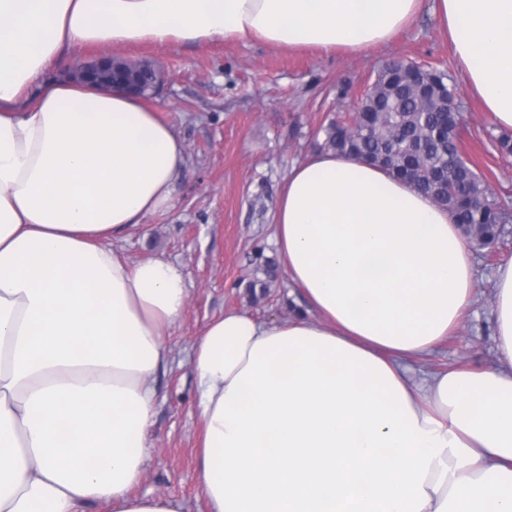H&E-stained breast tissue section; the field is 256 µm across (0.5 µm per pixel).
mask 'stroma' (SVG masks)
<instances>
[{
    "label": "stroma",
    "instance_id": "35a3bbf8",
    "mask_svg": "<svg viewBox=\"0 0 512 512\" xmlns=\"http://www.w3.org/2000/svg\"><path fill=\"white\" fill-rule=\"evenodd\" d=\"M124 54L162 74L146 104L174 126L188 157L173 208L112 241L129 264L161 258L179 265L189 288L186 310L166 338L169 359L155 374L151 450L133 490L170 494L184 502L185 512H207L198 481L200 421L191 355L206 324L225 311L269 324L302 312L301 294L292 290L273 244L271 217L289 167L316 149L317 130L358 102L386 63L428 61L449 69L468 128L465 151L502 195L512 194V155L494 147L498 130L427 2L409 26L363 54L276 48L255 39L141 45ZM495 252L496 261L512 258V235L502 236ZM472 259L477 300L462 327L415 364L416 377L493 361L496 261L480 250ZM267 261L275 278L263 292L253 282Z\"/></svg>",
    "mask_w": 512,
    "mask_h": 512
}]
</instances>
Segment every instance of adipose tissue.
<instances>
[{"label": "adipose tissue", "mask_w": 512, "mask_h": 512, "mask_svg": "<svg viewBox=\"0 0 512 512\" xmlns=\"http://www.w3.org/2000/svg\"><path fill=\"white\" fill-rule=\"evenodd\" d=\"M422 0H0V512H184L133 494L183 271L119 234L168 211L174 127L63 53L256 39L355 54ZM493 124L512 130V0H433ZM273 243L313 318L212 320L191 366L209 512H512V258L496 362L416 379L474 302L470 248L411 183L327 150L290 167ZM99 53V50L92 48L67 52L57 60L52 75L57 79H66L72 76L73 70L79 64L93 60L99 56Z\"/></svg>", "instance_id": "1"}]
</instances>
